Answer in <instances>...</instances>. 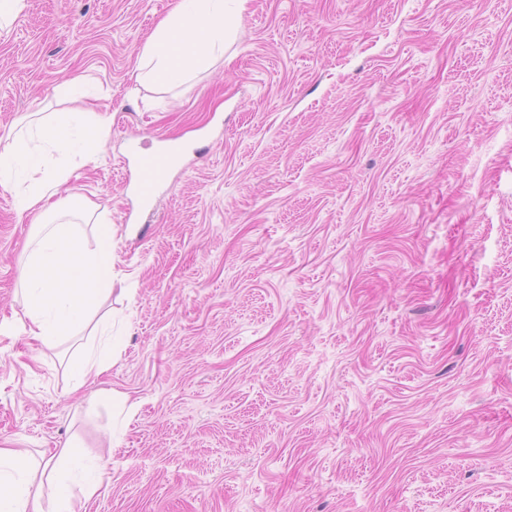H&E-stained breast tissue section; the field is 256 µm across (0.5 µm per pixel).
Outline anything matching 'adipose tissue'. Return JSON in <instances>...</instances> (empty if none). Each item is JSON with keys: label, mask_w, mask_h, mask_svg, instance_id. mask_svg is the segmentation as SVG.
Segmentation results:
<instances>
[{"label": "adipose tissue", "mask_w": 512, "mask_h": 512, "mask_svg": "<svg viewBox=\"0 0 512 512\" xmlns=\"http://www.w3.org/2000/svg\"><path fill=\"white\" fill-rule=\"evenodd\" d=\"M235 17L224 0H181L177 12L155 31L142 53L141 81L177 85L208 65L233 39ZM109 129L108 117L74 111L36 127L15 125L0 136V187L19 189L17 209L52 211L54 181L41 175L39 158L29 144L40 139L62 151L94 153ZM101 243L87 248L66 224L39 225L22 271L26 304L21 331L47 342L79 334L111 290L113 257L108 247L112 227L100 225ZM22 448H0V512H44L42 491L58 494L55 512H77L68 491L78 481L83 497L97 490L101 469L61 449L57 460L24 465Z\"/></svg>", "instance_id": "1"}]
</instances>
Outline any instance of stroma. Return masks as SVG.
I'll return each mask as SVG.
<instances>
[{"instance_id":"stroma-1","label":"stroma","mask_w":512,"mask_h":512,"mask_svg":"<svg viewBox=\"0 0 512 512\" xmlns=\"http://www.w3.org/2000/svg\"><path fill=\"white\" fill-rule=\"evenodd\" d=\"M178 3L0 27V135L108 116L94 156L32 147L84 244L114 229L107 335L28 339L41 218L0 189V446L104 467L78 512H512V0H245L206 69L138 81ZM163 139L137 209L130 151ZM177 155L178 148L172 144L162 145L151 152L139 154L138 166L141 176L136 185V194L141 206L150 205L158 180L171 170ZM106 366L96 355L94 347H85L81 362L73 369L74 389L82 388L87 377L100 375L106 370Z\"/></svg>"}]
</instances>
